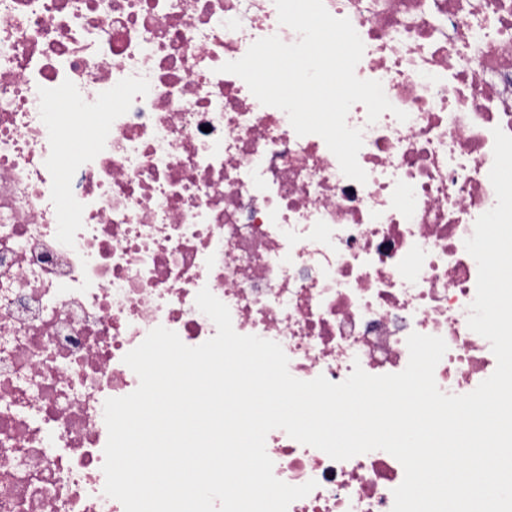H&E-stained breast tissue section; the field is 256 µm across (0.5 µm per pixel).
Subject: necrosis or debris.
<instances>
[{
	"instance_id": "1",
	"label": "necrosis or debris",
	"mask_w": 512,
	"mask_h": 512,
	"mask_svg": "<svg viewBox=\"0 0 512 512\" xmlns=\"http://www.w3.org/2000/svg\"><path fill=\"white\" fill-rule=\"evenodd\" d=\"M324 5L408 115L350 108L363 184L220 70L298 41L274 0H0V512H124L104 403L138 387L123 358L154 328L215 335L205 287L303 381L401 372L414 332L447 345L444 393L495 371L465 241L496 204L493 130L512 135V0ZM266 451L317 483L288 512H392L404 478L385 451L336 461L280 429Z\"/></svg>"
}]
</instances>
